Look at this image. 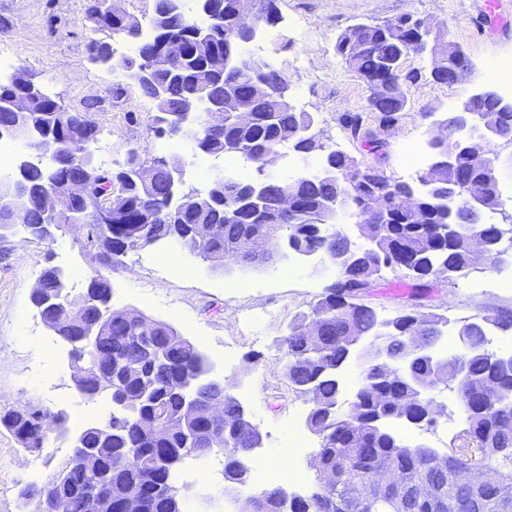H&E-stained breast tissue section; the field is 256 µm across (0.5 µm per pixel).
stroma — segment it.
Segmentation results:
<instances>
[{
    "instance_id": "stroma-1",
    "label": "stroma",
    "mask_w": 512,
    "mask_h": 512,
    "mask_svg": "<svg viewBox=\"0 0 512 512\" xmlns=\"http://www.w3.org/2000/svg\"><path fill=\"white\" fill-rule=\"evenodd\" d=\"M86 5V0H0V19L9 25L7 32H0V46L11 51L16 69L32 73L68 110L81 111L88 98L101 97V106L92 112L98 128L92 150L101 166L116 168L135 146L147 158H184L187 184L205 187L198 169L208 167L217 175L224 170L223 161L194 155L188 141L157 134L154 104L122 70L89 61L87 47L96 33L85 20ZM278 10V22L265 27L261 39L253 42V55L272 61L288 75L290 100L297 110L318 116L324 143L338 145L357 162L378 167L390 178L415 177L405 163V145L436 135L440 120L470 95L492 89L512 99V87L493 85L484 77L489 60L512 58V0H278ZM403 14L446 26L472 68L457 83L441 84L430 76L431 58L409 57L405 68L413 77L401 84L405 107L394 125L384 127L369 107L368 85L337 56L336 38L352 24ZM297 18L302 27L294 26ZM348 113L363 115L366 127L383 142L379 151H369L362 140L352 138L342 122ZM82 236V229L73 227L37 239L19 228L7 242H0V409L30 402L71 415L68 436L50 432L35 452L23 450L0 429V512H22L19 490L44 483L52 465L71 453L70 437L82 428L72 415L86 403L72 382L68 348L43 323L30 299L46 266L61 268L77 289L101 270L82 248ZM163 252L160 246L133 251L122 264L105 271L113 307H133L173 324L205 355L213 378L236 380L233 394L264 439L249 459L252 489L270 484L294 492L288 474L295 467L306 471L308 485H315L319 438L313 433L306 455L287 459L277 474L269 472L270 459L286 442L289 421L305 425L310 409L307 398L284 392L277 339L282 326L307 311L335 279V268L284 246L273 250L271 259L217 271L183 250L179 256L191 274L179 277L160 262ZM503 278L512 279V267H478L456 284H440L430 304L453 320L493 314L512 305V288L496 286ZM436 396L443 411L434 427L398 422L405 444L442 448L460 430L463 414L454 392L447 388ZM222 469L221 459L214 456L185 460L175 480L184 512H238L237 493L225 484Z\"/></svg>"
}]
</instances>
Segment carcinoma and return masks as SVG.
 Masks as SVG:
<instances>
[{"instance_id":"cac0c4a2","label":"carcinoma","mask_w":512,"mask_h":512,"mask_svg":"<svg viewBox=\"0 0 512 512\" xmlns=\"http://www.w3.org/2000/svg\"><path fill=\"white\" fill-rule=\"evenodd\" d=\"M277 2L257 0L251 28L237 27L233 0H208L207 12L197 17L186 9L185 0H156L152 23L158 40L125 31L119 19L106 12L95 18V30L136 43L135 56L122 58L117 67L155 102L158 134L175 136L181 127L182 138L191 142L196 154L238 156L258 165L267 156L282 155L284 149L302 157L318 150L313 144L319 135L315 116L289 103L278 112L266 109L269 96L288 92L287 76L244 51L263 26L279 20ZM434 42L443 56L432 57L431 76L446 84L448 71L463 49L447 39L443 25L419 32L404 15L383 23H358L336 38V53L367 82L370 109L380 114L381 123L390 124L405 104L401 81L410 78L406 59L430 54ZM111 51L112 43L105 37L88 44L92 62ZM216 55L224 57L222 70L207 66ZM146 60L163 85L161 93L140 77ZM239 87L248 90V98L236 99L224 112L223 134H211L202 113ZM20 93L16 85L0 84V135L5 132L1 124L9 122L8 101ZM239 107L251 112L250 123L238 122ZM463 107L470 110L469 124L459 125V114L452 112L441 123L442 138L429 141L432 164L448 155V144L466 142L478 130L492 128L496 137L486 141L482 154L458 152L452 164H443L430 177L421 174L412 183L393 180L327 146L320 170L293 180L258 169L252 179L219 175L203 190L181 191L183 161L176 156L158 164L131 148L120 170L98 167L90 149L97 126L42 91L34 100L30 135L25 137L37 142L38 150L28 155L22 173L5 186V191L17 189L32 200L28 223L0 222V241L17 227L46 239L52 237V228L78 224L87 229L85 246L101 255L105 268L121 263L130 251L166 242L203 257L215 269L248 263L249 244L255 237L285 240L295 252L319 254L329 262L350 253L353 262L339 269L309 311L281 332V375L289 390L311 395L307 426L320 437L317 455L336 472V480L288 499L280 496L277 486L263 488L249 495L248 512H512V366L490 354L480 316L457 327L456 335L465 337L468 347L464 383L454 388L464 424L447 448H412L388 429L393 420L432 424L435 400L426 388L436 370L421 360L407 379L396 360L405 350L406 338L420 336L429 342L441 335L444 317L426 304L433 284L454 283L469 269L491 261V251H512V214L507 224L490 221V215L504 213L492 145L512 143V112L499 111L492 98L470 96ZM74 164L94 175L104 201L125 198L126 207L111 212V223H97L92 205L85 201L59 223H46L41 202L47 186L68 181ZM462 177L472 186L469 195L460 193ZM373 190L380 192L383 220L360 224L370 244L359 247L336 229V218L341 211L364 218ZM284 192L295 199L288 210L281 208ZM389 268L408 271L416 284L398 315L383 320L363 298L373 277ZM39 282L41 288L32 291L31 302L38 309L45 301L55 305L56 316L48 328L70 346L76 389L87 402L103 397L112 402V413L105 420L86 426L76 436L94 450L97 468L84 470L70 459L54 472L62 480L60 491L75 505L72 512H80L77 505L84 490L97 485L112 493L113 512H123L124 500L133 494L143 498L146 512H183L173 481L189 457L219 455L224 459V480L233 487L247 486L248 449L262 447V434L238 425L242 405L230 393L234 383L208 377L206 357L187 336L135 308L111 307L107 292L111 284L103 274L92 276L77 292L62 270L47 266ZM88 295L98 302L86 309L88 334L81 335L72 330L69 313ZM360 336L378 337L386 361L363 366L354 410L340 415L337 372ZM221 394L224 419L213 420L208 404ZM191 400L197 414L188 419L183 409ZM50 422L59 434L67 433L68 415L63 410L26 404L0 411V428L28 451L43 447ZM465 435L482 450L486 467L493 472L477 490L456 477V471L471 461L461 442ZM379 479L399 491L430 485L435 498L414 499L405 507L390 494L360 503L352 500L351 485ZM42 492L43 486L31 484L20 496L32 512H42Z\"/></svg>"}]
</instances>
